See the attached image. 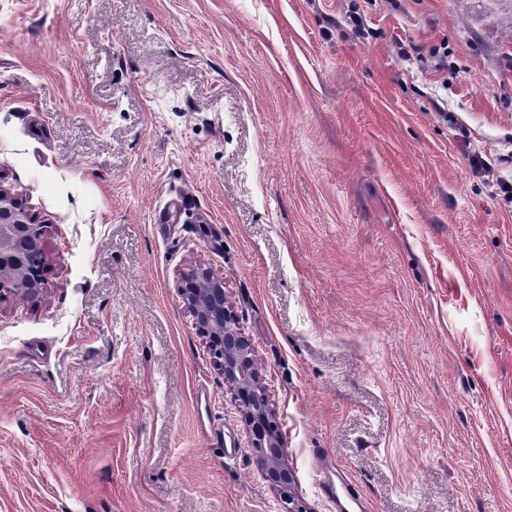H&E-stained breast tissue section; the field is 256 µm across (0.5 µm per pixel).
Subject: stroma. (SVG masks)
Listing matches in <instances>:
<instances>
[{
    "label": "stroma",
    "mask_w": 512,
    "mask_h": 512,
    "mask_svg": "<svg viewBox=\"0 0 512 512\" xmlns=\"http://www.w3.org/2000/svg\"><path fill=\"white\" fill-rule=\"evenodd\" d=\"M500 176L512 0H0V184L47 268L0 300V512H512ZM195 265L290 499L182 302ZM180 277L182 301L217 359L224 384L233 391L235 404L248 426L259 469L273 489L290 499L287 493L294 476L285 460L284 439L273 421V404L260 380L250 341L227 305L224 279L202 266H191Z\"/></svg>",
    "instance_id": "obj_1"
}]
</instances>
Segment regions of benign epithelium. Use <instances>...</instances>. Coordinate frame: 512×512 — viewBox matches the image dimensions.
Instances as JSON below:
<instances>
[{
  "label": "benign epithelium",
  "instance_id": "7a95c632",
  "mask_svg": "<svg viewBox=\"0 0 512 512\" xmlns=\"http://www.w3.org/2000/svg\"><path fill=\"white\" fill-rule=\"evenodd\" d=\"M44 226L12 193L0 186V294L18 290L29 300L45 288ZM182 301L224 374V384L248 429L257 463L266 482L286 494L294 482L284 455V439L264 386L249 339L227 305L224 279L201 266L180 274Z\"/></svg>",
  "mask_w": 512,
  "mask_h": 512
}]
</instances>
